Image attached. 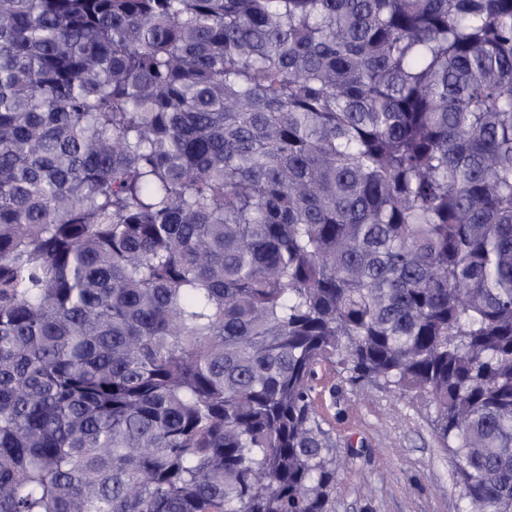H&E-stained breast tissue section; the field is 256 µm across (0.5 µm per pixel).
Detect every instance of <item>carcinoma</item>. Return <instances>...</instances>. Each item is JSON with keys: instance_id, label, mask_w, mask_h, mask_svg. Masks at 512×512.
<instances>
[{"instance_id": "cac0c4a2", "label": "carcinoma", "mask_w": 512, "mask_h": 512, "mask_svg": "<svg viewBox=\"0 0 512 512\" xmlns=\"http://www.w3.org/2000/svg\"><path fill=\"white\" fill-rule=\"evenodd\" d=\"M328 372L512 512V0H0V512H331Z\"/></svg>"}]
</instances>
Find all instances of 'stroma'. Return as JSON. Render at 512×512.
<instances>
[{
	"mask_svg": "<svg viewBox=\"0 0 512 512\" xmlns=\"http://www.w3.org/2000/svg\"><path fill=\"white\" fill-rule=\"evenodd\" d=\"M317 405L336 439L332 512H460L455 460L429 400L336 374Z\"/></svg>",
	"mask_w": 512,
	"mask_h": 512,
	"instance_id": "stroma-1",
	"label": "stroma"
}]
</instances>
